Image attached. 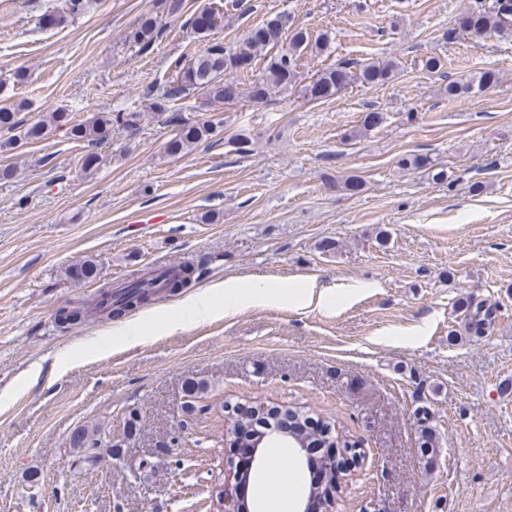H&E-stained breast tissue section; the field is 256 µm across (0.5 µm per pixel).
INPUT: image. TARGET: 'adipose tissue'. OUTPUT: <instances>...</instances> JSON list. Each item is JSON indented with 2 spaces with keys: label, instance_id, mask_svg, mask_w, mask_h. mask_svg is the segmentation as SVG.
<instances>
[{
  "label": "adipose tissue",
  "instance_id": "ef3b65f1",
  "mask_svg": "<svg viewBox=\"0 0 512 512\" xmlns=\"http://www.w3.org/2000/svg\"><path fill=\"white\" fill-rule=\"evenodd\" d=\"M281 299V294L275 292L266 279L261 278L252 282L250 288L245 290L236 280L228 278L181 299L174 307L175 317L167 321L166 327L174 329L178 324V315L185 313L197 319H212L241 305L263 306Z\"/></svg>",
  "mask_w": 512,
  "mask_h": 512
}]
</instances>
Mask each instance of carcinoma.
Masks as SVG:
<instances>
[{
	"mask_svg": "<svg viewBox=\"0 0 512 512\" xmlns=\"http://www.w3.org/2000/svg\"><path fill=\"white\" fill-rule=\"evenodd\" d=\"M93 0H57L52 9L43 13L48 27H59L67 18L83 14L92 6ZM185 0H160L162 12L144 14L130 30L125 41L138 53H146L163 37L165 24L159 14L165 18H179L184 13ZM237 7V0H213L209 6L192 14L188 22L202 38L224 23V15L229 9ZM462 27L471 34L496 35L500 38L512 36V0H476L463 17ZM277 49L274 55L268 51ZM331 48L328 33L321 34L316 40L302 27H291L283 22L278 14L253 28L237 46L235 51L226 53L224 46L215 44L201 54H192L191 58L177 60L169 84L153 103L159 115L166 116L165 124L174 125L178 133L168 141L165 153L168 156H181L191 147L216 133L209 121H191L179 112H169L168 103L174 99L193 98L195 96L209 103L233 102L246 99L253 103H263L269 99L293 89L298 77V61L303 52H315L322 55ZM266 59V65L260 75L244 88L239 82L240 68L254 67L258 57ZM400 73L399 63L393 59H371L356 65L348 63L332 64L317 71L307 84L301 86V94L310 100L329 99L352 85H379L389 83ZM497 82L493 71L483 72L477 80L465 83H448V96L457 98L471 93L482 92ZM29 109L25 100L4 101L0 105V131L9 137L0 142L1 150L15 149L18 141L27 143L43 139L53 130L65 129L69 138L82 142L88 147L83 162L84 172L90 174L97 170L102 157L96 148L112 138V128L119 127L134 130L139 125L138 112H101L83 121L75 120L65 109L51 113L47 120L26 122L21 114ZM403 168L424 169L431 173L433 180H447L445 170L437 167L430 158L423 155L403 156L398 160ZM204 267L200 264L182 266V274L166 280L165 289L153 290L146 275H132L117 294L104 289L99 294L98 307L108 318L119 316L155 302L161 295H170L184 287L192 277H201ZM100 268L96 260L87 258L73 264L66 270L68 278L75 282L95 281ZM458 328L448 334V340L460 337L473 339L487 334L497 317V309L483 302H474L469 296L458 299ZM311 421L308 412L295 406H283L276 416V423L288 426L292 432L309 443L318 441L325 448H346L350 445L345 435L336 430L330 417L318 420L321 428L307 427ZM122 446V441L112 440V434L106 432V423L101 420L91 426L77 428L71 438V447L78 454L76 466L89 470L99 458L98 449L107 452ZM419 450L426 464H431L439 455V442L429 418L420 419Z\"/></svg>",
	"mask_w": 512,
	"mask_h": 512,
	"instance_id": "carcinoma-1",
	"label": "carcinoma"
}]
</instances>
